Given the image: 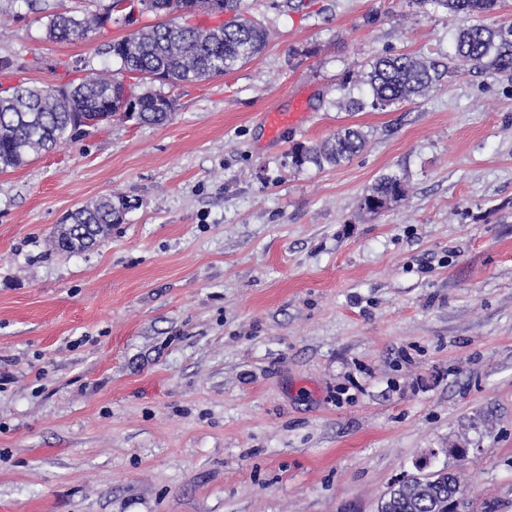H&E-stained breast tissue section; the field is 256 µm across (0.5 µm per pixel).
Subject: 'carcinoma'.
I'll return each instance as SVG.
<instances>
[{"label":"carcinoma","mask_w":512,"mask_h":512,"mask_svg":"<svg viewBox=\"0 0 512 512\" xmlns=\"http://www.w3.org/2000/svg\"><path fill=\"white\" fill-rule=\"evenodd\" d=\"M142 13H176L181 17L232 14L214 27L194 24L183 27L170 19L139 28L106 46L104 54L120 60V71L138 84L122 98L118 95L122 78L112 69H92L77 83L56 88L20 82L0 94V170L27 164L30 157L72 140L88 128L114 117L137 124L165 125L175 111L174 100L162 91L141 89L142 73L158 74L163 83L177 85L223 76L257 56L266 46L269 33L259 22L242 15L241 0H141ZM433 3L462 17L454 68L478 67L490 73L512 72V27L492 29L473 24L470 19L496 9L498 0H414ZM113 4L103 12L82 16L64 13L49 16V37L55 40L84 38L107 22L131 23L132 17H113ZM449 66L405 53L376 58L370 71L360 80L369 86L366 97L346 96L345 106L352 111L384 109L393 104L426 95L438 86ZM365 134L352 127L342 128L328 138L291 150L294 167L307 164L319 168L338 166L360 152ZM406 184L397 174L377 179L360 201V209L377 215L399 202ZM125 197H101L72 211L68 223L56 225L50 243L54 250L69 254L96 246L120 224ZM462 491L461 476L452 472L431 488L418 479L393 484L383 503L385 512H448V498Z\"/></svg>","instance_id":"1"}]
</instances>
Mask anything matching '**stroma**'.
Wrapping results in <instances>:
<instances>
[{
    "label": "stroma",
    "mask_w": 512,
    "mask_h": 512,
    "mask_svg": "<svg viewBox=\"0 0 512 512\" xmlns=\"http://www.w3.org/2000/svg\"><path fill=\"white\" fill-rule=\"evenodd\" d=\"M0 0V87L120 63ZM270 33L233 72L154 89L162 126L110 121L0 173V512H377L419 463L470 512H512V75L449 73L383 110L339 105L390 51L445 61L460 19L412 0H242ZM303 109L270 137L263 115ZM354 126L363 151L293 167ZM395 173L405 197L360 199ZM136 206L54 251L75 208ZM406 194V184L397 174H386L377 179L369 193L360 201V209L366 213L377 215L389 209L391 204L399 202ZM380 202L375 207L373 203ZM125 197H101L72 211L66 217L68 224H57L50 243L54 250L69 254L84 252L96 246L112 231V224H121Z\"/></svg>",
    "instance_id": "obj_1"
}]
</instances>
